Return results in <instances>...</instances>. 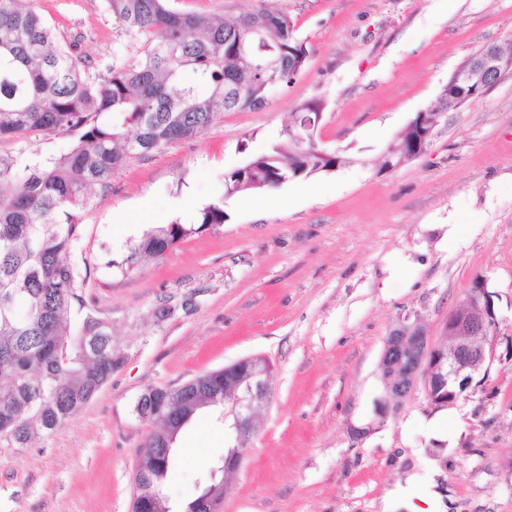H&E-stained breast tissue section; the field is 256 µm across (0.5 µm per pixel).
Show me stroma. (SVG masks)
<instances>
[{
    "instance_id": "obj_1",
    "label": "stroma",
    "mask_w": 512,
    "mask_h": 512,
    "mask_svg": "<svg viewBox=\"0 0 512 512\" xmlns=\"http://www.w3.org/2000/svg\"><path fill=\"white\" fill-rule=\"evenodd\" d=\"M63 43L98 70L139 55L104 0H30ZM197 16L288 14L308 50L290 86L256 110L225 112L201 136L127 158L81 213L69 254L85 282L71 318L112 327L121 365L52 435L0 446V512H132L139 451L157 430L134 405L240 359L269 360L257 430L224 477L221 512H512V356L455 405L423 386L389 403L379 362L391 329L420 319L445 344L449 313L475 276L498 292L512 337V75L448 113L418 159L384 170L383 154L455 69L512 40V0H168ZM321 104V146L343 165L255 193L225 196L224 175L266 150L300 104ZM224 203V221L133 270L117 264L142 234ZM232 431L218 411L180 434L166 491L195 496ZM414 485H407L410 475ZM438 501H428L426 482Z\"/></svg>"
}]
</instances>
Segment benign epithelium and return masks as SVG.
<instances>
[{
    "label": "benign epithelium",
    "instance_id": "1",
    "mask_svg": "<svg viewBox=\"0 0 512 512\" xmlns=\"http://www.w3.org/2000/svg\"><path fill=\"white\" fill-rule=\"evenodd\" d=\"M508 75H512V55L504 53L496 44L484 46L456 73L453 89L448 91V109L468 102L476 92L489 91ZM443 116L442 112L416 113L415 150L402 155L398 164L424 154ZM322 118L321 111L306 113L300 127L286 129L288 138L303 151L319 148L316 133ZM473 284L475 291L468 300L448 316L445 326L448 346L431 344L421 323L408 317L387 336L384 353L387 365L403 369L390 388L393 396L406 397L421 377L428 394L436 386L448 385L451 405L471 385L475 375L489 372L500 335L495 292L490 290L484 276L475 277ZM239 363L249 368V373L235 381L232 396L224 397V417L233 419L239 438L246 441L253 432L254 409L268 395V369L253 357L241 359Z\"/></svg>",
    "mask_w": 512,
    "mask_h": 512
}]
</instances>
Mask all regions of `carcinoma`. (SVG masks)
Instances as JSON below:
<instances>
[{"label": "carcinoma", "instance_id": "obj_1", "mask_svg": "<svg viewBox=\"0 0 512 512\" xmlns=\"http://www.w3.org/2000/svg\"><path fill=\"white\" fill-rule=\"evenodd\" d=\"M124 35L142 46L140 56L107 73L86 65L62 46L42 16L20 0H0V141L16 149L0 153V445L24 448L49 435L86 405L120 365L112 331L87 318L74 328L71 306L82 303L80 269L68 260L80 240L79 214L96 188L133 154L148 155L194 138L221 112L260 108L273 84L288 86V59L304 68L308 51L286 13L249 11L255 40L271 52L241 49L240 19L179 13L167 0H105ZM280 62L275 82L264 65ZM34 133L70 140L68 151L43 156L26 146ZM250 190L277 188L276 172L311 176L323 157L299 155L288 138L250 155ZM224 223V204L201 210V225ZM193 229L168 224L143 233L121 270L143 256L161 257ZM237 373L212 371L189 381L175 396L150 409L159 430L144 444L138 486L161 497L173 444L193 415L224 405Z\"/></svg>", "mask_w": 512, "mask_h": 512}]
</instances>
